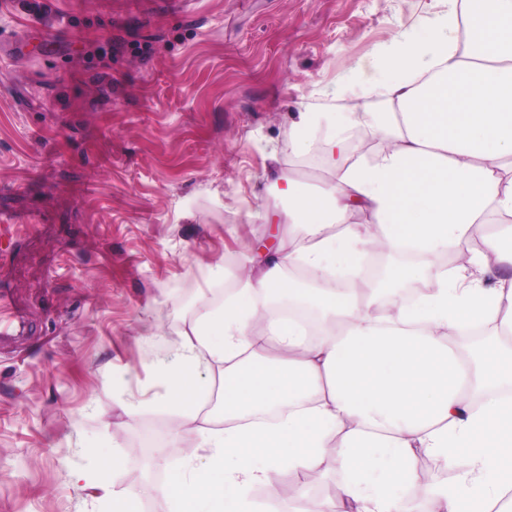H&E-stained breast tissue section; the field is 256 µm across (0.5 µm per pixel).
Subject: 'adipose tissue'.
<instances>
[{"label":"adipose tissue","mask_w":512,"mask_h":512,"mask_svg":"<svg viewBox=\"0 0 512 512\" xmlns=\"http://www.w3.org/2000/svg\"><path fill=\"white\" fill-rule=\"evenodd\" d=\"M442 2L348 67L338 93L357 107L340 124L304 107L293 119L298 154L319 145L330 179L313 196L279 176L277 246L252 249L221 307L202 304L150 405L200 441L176 465L156 445L173 512H268L255 486L330 468L345 474L338 500L289 512H397L422 454L458 469L430 512H512V0ZM354 128L388 148L360 155ZM493 220L503 230L484 234ZM375 231L416 252L415 268L385 288L339 287ZM474 239L466 264L435 267ZM403 279L425 286L414 303L394 299ZM474 321L494 328L477 354L456 341Z\"/></svg>","instance_id":"1"}]
</instances>
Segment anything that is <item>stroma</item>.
Segmentation results:
<instances>
[{
	"label": "stroma",
	"instance_id": "obj_1",
	"mask_svg": "<svg viewBox=\"0 0 512 512\" xmlns=\"http://www.w3.org/2000/svg\"><path fill=\"white\" fill-rule=\"evenodd\" d=\"M437 0H0V211L43 231L13 259L0 346V512H102L76 472L132 491L166 475L138 454L198 439L133 413L201 299L247 274L277 202L276 149L305 193L298 107L345 112L350 61ZM166 340L140 339L154 308Z\"/></svg>",
	"mask_w": 512,
	"mask_h": 512
}]
</instances>
